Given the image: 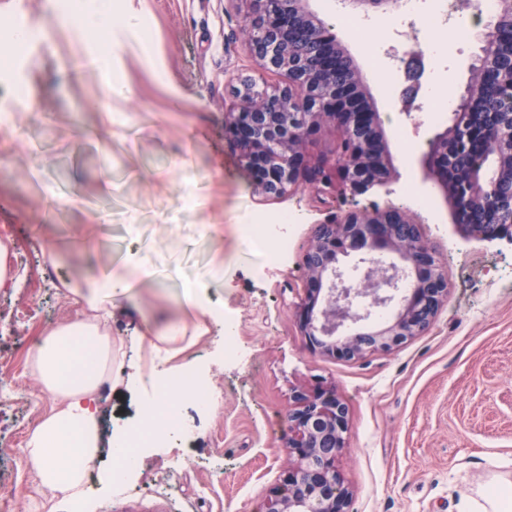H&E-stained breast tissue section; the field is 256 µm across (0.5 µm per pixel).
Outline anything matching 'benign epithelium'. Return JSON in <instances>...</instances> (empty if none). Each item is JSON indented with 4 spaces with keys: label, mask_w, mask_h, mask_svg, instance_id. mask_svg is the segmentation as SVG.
Masks as SVG:
<instances>
[{
    "label": "benign epithelium",
    "mask_w": 512,
    "mask_h": 512,
    "mask_svg": "<svg viewBox=\"0 0 512 512\" xmlns=\"http://www.w3.org/2000/svg\"><path fill=\"white\" fill-rule=\"evenodd\" d=\"M244 13L249 54L261 71L282 77L258 86L237 77L236 100L226 109L224 137L239 152L255 192L281 198L303 184L333 187L356 197L399 177L388 150L385 121L364 91L361 73L339 46L336 34L310 8L309 0H233ZM397 0H346L353 10H390ZM512 0L483 25L481 54L469 67L463 95L450 125L427 139L420 158L422 184L450 201L454 222L475 238L512 241ZM349 66L348 79L325 84L321 77ZM496 77L497 111H475L473 91L487 72ZM325 126L342 133L334 163L310 164V136ZM494 146L488 165L470 157L478 135ZM466 164L453 180L448 165ZM335 168L337 179L326 170ZM491 208L490 224H469L465 211ZM362 264L357 282L345 278L338 256ZM304 294L296 306L298 326L314 354L359 361L392 353L426 333L448 300V280L420 225L397 208L348 209L318 225L300 261ZM400 298L396 314L381 321L375 311ZM349 428V408L336 388L323 382L288 396V465L271 488L262 512H349L352 491L338 469Z\"/></svg>",
    "instance_id": "benign-epithelium-1"
}]
</instances>
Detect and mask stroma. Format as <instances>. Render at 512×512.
Returning <instances> with one entry per match:
<instances>
[{"label": "stroma", "mask_w": 512, "mask_h": 512, "mask_svg": "<svg viewBox=\"0 0 512 512\" xmlns=\"http://www.w3.org/2000/svg\"><path fill=\"white\" fill-rule=\"evenodd\" d=\"M147 36L122 26L113 68L128 100L113 102L103 68L77 67L91 48L72 24H51L50 0L22 10L49 26L18 72L39 101L37 113L16 105L0 81V112L16 115L25 143L13 149L0 133V237L11 239V265L26 272L0 291V505L33 512L22 491L32 482L22 453L26 434L49 406L33 383L28 354L42 333L77 318L63 290L98 276L104 263L119 273L145 263L158 273L131 297L112 300V343L132 358L137 381L107 396V428L130 425L151 400L161 376L198 369L224 392L209 413L180 405L190 439L147 454L117 493L94 484V512H259L286 460L288 392L317 380L335 386L349 407L348 447L339 469L352 489L350 512H466L488 483L512 479V242L465 235L440 193L422 208L418 159L447 115L429 121L425 92L406 103L412 74H433L429 57L409 60L410 20L372 13L363 40L341 43L360 68L376 108L388 115L389 150L398 180L358 196L359 205L409 210L448 279V300L433 326L389 355L346 362L311 353L294 317L304 276L299 258L338 201L303 187L266 199L255 193L237 152L224 138L234 80L255 74L244 44L246 21L228 0H132ZM444 73L458 101L468 67L480 53L475 37L459 41L463 12L448 0ZM396 73L384 83L377 63ZM410 115H403L404 105ZM290 214L277 264L241 236L258 215ZM223 231L208 234L204 225ZM56 249L44 263L39 241ZM223 264L220 280L204 276ZM198 286L209 332L195 343L140 346L142 315L160 325L182 319L186 288ZM224 311L251 360L224 356Z\"/></svg>", "instance_id": "35a3bbf8"}]
</instances>
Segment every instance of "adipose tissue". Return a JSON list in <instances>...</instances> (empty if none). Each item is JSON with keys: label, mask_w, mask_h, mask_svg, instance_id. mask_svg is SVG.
Here are the masks:
<instances>
[{"label": "adipose tissue", "mask_w": 512, "mask_h": 512, "mask_svg": "<svg viewBox=\"0 0 512 512\" xmlns=\"http://www.w3.org/2000/svg\"><path fill=\"white\" fill-rule=\"evenodd\" d=\"M154 277L151 266L141 265L135 278L106 272L86 289H70L66 299L83 306L81 317L47 330L31 351L37 387L52 395L23 446L33 476L26 495L37 512H59L63 504L85 507L86 470L102 446H110L126 471L142 463L141 452L123 447L125 430L104 434L99 403L103 388L119 382L123 365L112 348V296Z\"/></svg>", "instance_id": "obj_1"}]
</instances>
